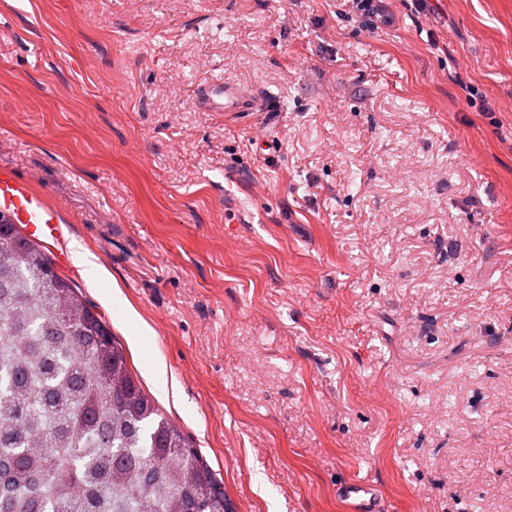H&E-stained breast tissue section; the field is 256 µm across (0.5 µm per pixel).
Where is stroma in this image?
<instances>
[{"instance_id":"obj_1","label":"stroma","mask_w":512,"mask_h":512,"mask_svg":"<svg viewBox=\"0 0 512 512\" xmlns=\"http://www.w3.org/2000/svg\"><path fill=\"white\" fill-rule=\"evenodd\" d=\"M387 7L0 0V164L236 512H512V0ZM353 13L369 22L371 28L387 20L385 0H346ZM199 101L210 112H234L247 99L240 88L224 84L223 78H210L198 87ZM338 498L349 512H382L374 485L363 481H345L336 489Z\"/></svg>"}]
</instances>
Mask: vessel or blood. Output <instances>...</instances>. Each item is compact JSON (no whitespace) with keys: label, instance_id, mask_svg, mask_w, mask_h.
Wrapping results in <instances>:
<instances>
[{"label":"vessel or blood","instance_id":"b4317fda","mask_svg":"<svg viewBox=\"0 0 512 512\" xmlns=\"http://www.w3.org/2000/svg\"><path fill=\"white\" fill-rule=\"evenodd\" d=\"M199 101L211 112H233L244 102L240 88L225 85L223 79L211 78L198 87ZM0 214L11 223L22 225L28 238L51 241L58 256L69 259L63 242L70 227L63 212L50 204L29 182L17 179L12 171L0 166ZM348 512H382L374 485L363 481H345L336 490Z\"/></svg>","mask_w":512,"mask_h":512}]
</instances>
